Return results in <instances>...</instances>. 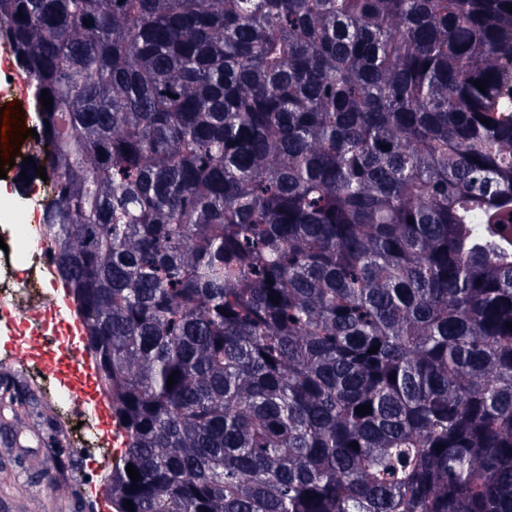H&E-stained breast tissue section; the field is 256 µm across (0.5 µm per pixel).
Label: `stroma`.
Masks as SVG:
<instances>
[{
    "mask_svg": "<svg viewBox=\"0 0 512 512\" xmlns=\"http://www.w3.org/2000/svg\"><path fill=\"white\" fill-rule=\"evenodd\" d=\"M21 170L14 165L0 182L8 192L0 199V225L19 216L34 218L27 209L33 184L21 178ZM46 399L41 384L0 370V504L8 512H21V503L38 497L47 502L48 512H109L98 457L75 454L45 414ZM63 468L81 475L66 499L54 493Z\"/></svg>",
    "mask_w": 512,
    "mask_h": 512,
    "instance_id": "35a3bbf8",
    "label": "stroma"
}]
</instances>
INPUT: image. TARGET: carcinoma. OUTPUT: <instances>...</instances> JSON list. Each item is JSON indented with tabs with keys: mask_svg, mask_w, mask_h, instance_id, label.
I'll return each instance as SVG.
<instances>
[{
	"mask_svg": "<svg viewBox=\"0 0 512 512\" xmlns=\"http://www.w3.org/2000/svg\"><path fill=\"white\" fill-rule=\"evenodd\" d=\"M508 4L0 0L112 512H512Z\"/></svg>",
	"mask_w": 512,
	"mask_h": 512,
	"instance_id": "carcinoma-1",
	"label": "carcinoma"
}]
</instances>
